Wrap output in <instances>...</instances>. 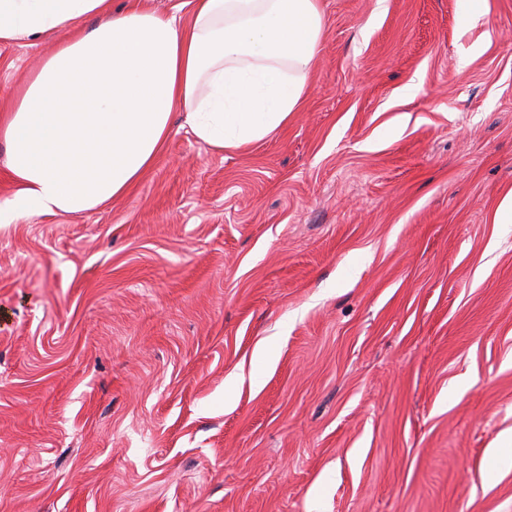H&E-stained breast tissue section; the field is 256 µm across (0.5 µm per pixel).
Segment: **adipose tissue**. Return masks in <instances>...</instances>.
Masks as SVG:
<instances>
[{"mask_svg":"<svg viewBox=\"0 0 512 512\" xmlns=\"http://www.w3.org/2000/svg\"><path fill=\"white\" fill-rule=\"evenodd\" d=\"M175 18L112 0H0V41L57 38L0 112L16 186L0 224L92 211L153 165L174 127L244 152L301 111L319 64L321 0H192ZM95 26L81 31L82 20Z\"/></svg>","mask_w":512,"mask_h":512,"instance_id":"1","label":"adipose tissue"}]
</instances>
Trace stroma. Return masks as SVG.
<instances>
[{
	"instance_id": "obj_1",
	"label": "stroma",
	"mask_w": 512,
	"mask_h": 512,
	"mask_svg": "<svg viewBox=\"0 0 512 512\" xmlns=\"http://www.w3.org/2000/svg\"><path fill=\"white\" fill-rule=\"evenodd\" d=\"M321 3L286 127L0 225V512H512V0Z\"/></svg>"
}]
</instances>
